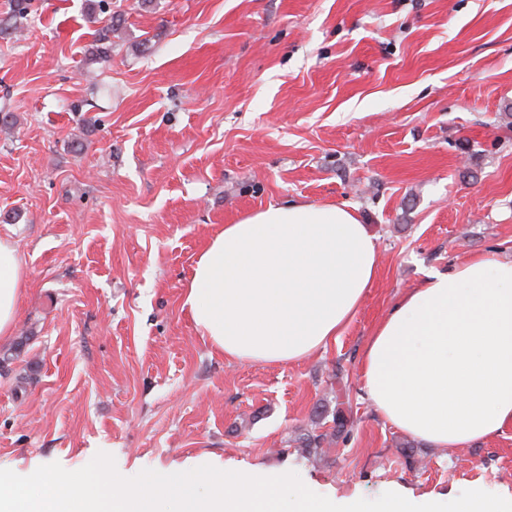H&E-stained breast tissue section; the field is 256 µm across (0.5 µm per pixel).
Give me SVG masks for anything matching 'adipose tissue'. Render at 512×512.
<instances>
[{
    "mask_svg": "<svg viewBox=\"0 0 512 512\" xmlns=\"http://www.w3.org/2000/svg\"><path fill=\"white\" fill-rule=\"evenodd\" d=\"M356 209L293 203L243 215L212 236L184 291L201 336L225 358L299 362L339 336L379 267ZM25 293L16 247L0 239V342ZM367 398L435 448L512 424V259L482 255L429 271L367 339Z\"/></svg>",
    "mask_w": 512,
    "mask_h": 512,
    "instance_id": "ef3b65f1",
    "label": "adipose tissue"
}]
</instances>
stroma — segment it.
I'll return each instance as SVG.
<instances>
[{
    "label": "stroma",
    "mask_w": 512,
    "mask_h": 512,
    "mask_svg": "<svg viewBox=\"0 0 512 512\" xmlns=\"http://www.w3.org/2000/svg\"><path fill=\"white\" fill-rule=\"evenodd\" d=\"M108 58L97 54L111 14ZM0 238L24 264L0 344V469L198 458L317 494L512 495V426L432 448L365 397L380 320L431 269L512 259V0H27L0 34ZM288 202L356 207L377 277L335 342L231 361L183 306L210 237ZM347 438L321 455L336 371Z\"/></svg>",
    "instance_id": "1"
}]
</instances>
